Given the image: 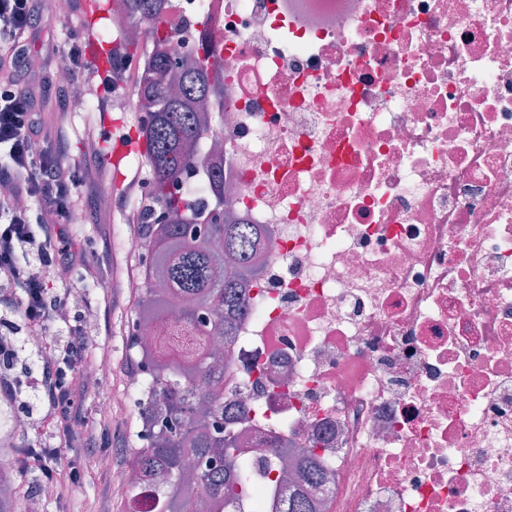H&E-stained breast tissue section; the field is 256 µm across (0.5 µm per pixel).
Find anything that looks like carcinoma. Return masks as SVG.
Here are the masks:
<instances>
[{
	"label": "carcinoma",
	"mask_w": 512,
	"mask_h": 512,
	"mask_svg": "<svg viewBox=\"0 0 512 512\" xmlns=\"http://www.w3.org/2000/svg\"><path fill=\"white\" fill-rule=\"evenodd\" d=\"M134 18L153 19L164 0H129ZM148 69L135 100L150 121L139 131L145 149L154 207L144 215L141 251L145 265L135 309L141 319L159 324L154 344L143 342L138 326L129 331L130 351L145 365V386L136 394L142 448L132 455L144 484L152 490L154 512H205L208 505L229 506L260 500L254 466L238 451L237 438L224 433V375L211 361L213 341L231 336L244 309V278L251 252L258 248L245 224L213 219L198 236L195 229L218 211L224 174L214 177L213 202L171 191L195 162L194 146L209 130L203 102L224 93V70L207 56L185 66L176 61L172 36L162 27L145 32ZM299 483L319 477L310 450ZM198 465L186 472L182 458Z\"/></svg>",
	"instance_id": "obj_1"
}]
</instances>
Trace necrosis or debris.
<instances>
[{
  "label": "necrosis or debris",
  "instance_id": "4bbe7bcc",
  "mask_svg": "<svg viewBox=\"0 0 512 512\" xmlns=\"http://www.w3.org/2000/svg\"><path fill=\"white\" fill-rule=\"evenodd\" d=\"M224 94L199 165L267 244L224 339L260 494L314 512H512V0H166Z\"/></svg>",
  "mask_w": 512,
  "mask_h": 512
}]
</instances>
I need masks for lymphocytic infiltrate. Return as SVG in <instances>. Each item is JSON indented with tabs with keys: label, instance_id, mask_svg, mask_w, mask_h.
<instances>
[{
	"label": "lymphocytic infiltrate",
	"instance_id": "f902f5d3",
	"mask_svg": "<svg viewBox=\"0 0 512 512\" xmlns=\"http://www.w3.org/2000/svg\"><path fill=\"white\" fill-rule=\"evenodd\" d=\"M37 0H0V400L16 396L12 368L25 336L44 339L35 374L54 405L35 424L37 438L55 440L33 460L57 499L77 483L63 449L94 453L105 420L88 419L82 397L96 390V372L110 358L107 345H91L81 321L62 316L67 282L103 280L109 252L89 261L73 242L71 216L84 212L85 195L108 176L100 135L93 124L74 127L66 87L52 71L29 70L23 47L34 34ZM78 137L84 147L70 152Z\"/></svg>",
	"mask_w": 512,
	"mask_h": 512
}]
</instances>
